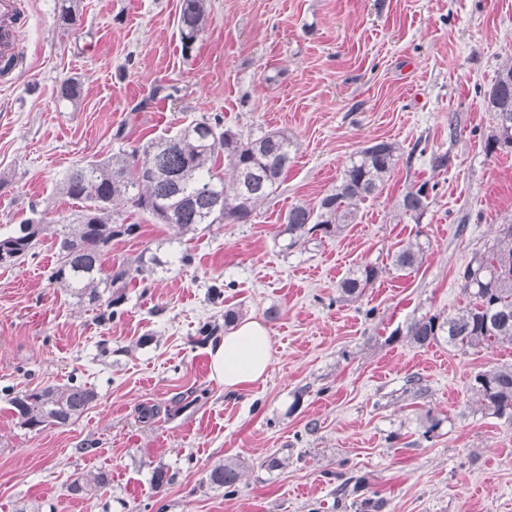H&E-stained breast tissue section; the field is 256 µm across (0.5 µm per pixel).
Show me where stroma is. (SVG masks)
<instances>
[{"label":"stroma","instance_id":"obj_1","mask_svg":"<svg viewBox=\"0 0 512 512\" xmlns=\"http://www.w3.org/2000/svg\"><path fill=\"white\" fill-rule=\"evenodd\" d=\"M27 2L23 54L0 82V233L42 213L70 218L58 184L77 163L204 116L245 136L287 131L296 151L253 223L186 241L191 263L128 282L120 317L51 283V239L0 267V512H359L364 499L372 512H512V419L470 391L478 372L512 364V342L460 352L406 334L465 306L459 272L512 223V154L487 153L484 101L512 62V0H206L188 48L181 0H79L72 26L58 22L60 0ZM67 77L82 84L74 104L58 98ZM380 140L399 160L354 224L288 246V208H318L350 157ZM424 182L416 222L399 202ZM122 215L139 231L113 239L109 263L170 252L175 228ZM415 238L422 265L393 268ZM365 263L380 269L373 287L340 297ZM228 309L272 337L267 378L234 391L212 378L207 352ZM72 378L97 393L82 416L19 426L10 393ZM227 461L241 470L230 494L206 481ZM158 466L171 478L160 490ZM101 469L103 493L69 492Z\"/></svg>","mask_w":512,"mask_h":512}]
</instances>
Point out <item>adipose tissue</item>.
Listing matches in <instances>:
<instances>
[{"label": "adipose tissue", "instance_id": "ef3b65f1", "mask_svg": "<svg viewBox=\"0 0 512 512\" xmlns=\"http://www.w3.org/2000/svg\"><path fill=\"white\" fill-rule=\"evenodd\" d=\"M212 377L225 389L265 379L272 363V339L266 326L244 320L212 339L208 346Z\"/></svg>", "mask_w": 512, "mask_h": 512}]
</instances>
